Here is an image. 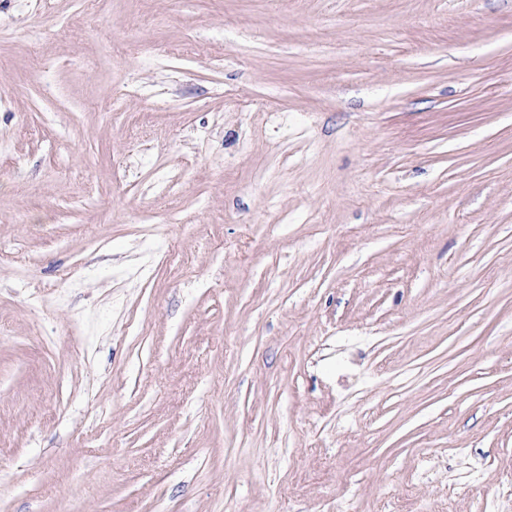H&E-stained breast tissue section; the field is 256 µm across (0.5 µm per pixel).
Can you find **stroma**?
Returning a JSON list of instances; mask_svg holds the SVG:
<instances>
[{"mask_svg": "<svg viewBox=\"0 0 512 512\" xmlns=\"http://www.w3.org/2000/svg\"><path fill=\"white\" fill-rule=\"evenodd\" d=\"M504 470L512 0H0V512Z\"/></svg>", "mask_w": 512, "mask_h": 512, "instance_id": "obj_1", "label": "stroma"}]
</instances>
